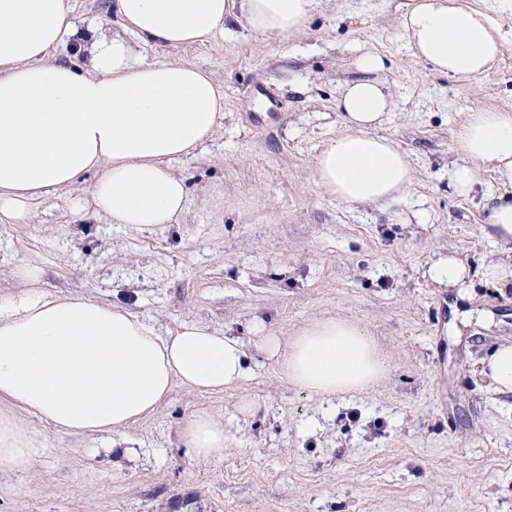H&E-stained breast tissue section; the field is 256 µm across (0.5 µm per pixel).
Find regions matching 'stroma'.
Instances as JSON below:
<instances>
[{"label": "stroma", "mask_w": 512, "mask_h": 512, "mask_svg": "<svg viewBox=\"0 0 512 512\" xmlns=\"http://www.w3.org/2000/svg\"><path fill=\"white\" fill-rule=\"evenodd\" d=\"M403 0H319L309 26L270 40L226 25L179 48L130 37L147 62H192L224 88V119L177 163L188 191L172 223H112L93 204L95 174L0 223V292L38 268L41 290L120 304L159 332L202 322L241 337L244 383L219 394L174 387L148 419L116 438L64 435L33 421L31 471L0 474V512H512V394L480 372L512 342V286L477 272L504 254L483 223L501 189L491 170L469 197L448 172L467 113L512 108V0H469L499 28L490 73L456 80L414 57ZM113 0H69L81 28L53 53L89 67L98 35L120 32ZM386 60L393 109L380 127L407 154L400 199L348 207L315 185L313 160L342 128L338 108L356 55ZM475 270L468 298L425 277L434 254ZM261 319L287 337L342 318L365 327L389 364L365 393L331 398L294 388L259 354ZM256 402L242 415L243 398ZM205 411L231 428L220 461L200 463L180 430ZM126 443L131 453L112 451Z\"/></svg>", "instance_id": "stroma-1"}]
</instances>
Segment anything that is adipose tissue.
Instances as JSON below:
<instances>
[{"label":"adipose tissue","mask_w":512,"mask_h":512,"mask_svg":"<svg viewBox=\"0 0 512 512\" xmlns=\"http://www.w3.org/2000/svg\"><path fill=\"white\" fill-rule=\"evenodd\" d=\"M318 0H114L122 35L93 44L90 69L55 62L78 28L68 0H0V218L25 220L33 200L70 189L90 171L93 201L116 224H168L187 202L175 162L204 146L224 117V89L191 63H145L132 33L164 47L204 43L229 20L279 39L303 30ZM401 26L413 55L438 73L475 79L501 54L499 29L467 0H405ZM358 78L339 99L344 128L315 156L320 190L346 205L383 203L409 189L406 155L379 127L393 102L364 52ZM450 183L463 197L490 167L502 192L485 222L512 252V111L470 113L456 138ZM26 291L0 294V474L31 468L39 435L17 411L63 434H114L155 412L174 386L213 394L249 373L240 337L200 322L159 333L132 311L36 289L40 272L21 267ZM300 390L318 397L362 392L387 365L361 326L330 318L289 339L263 337ZM228 427L211 414L186 419L190 457L222 460Z\"/></svg>","instance_id":"obj_1"}]
</instances>
